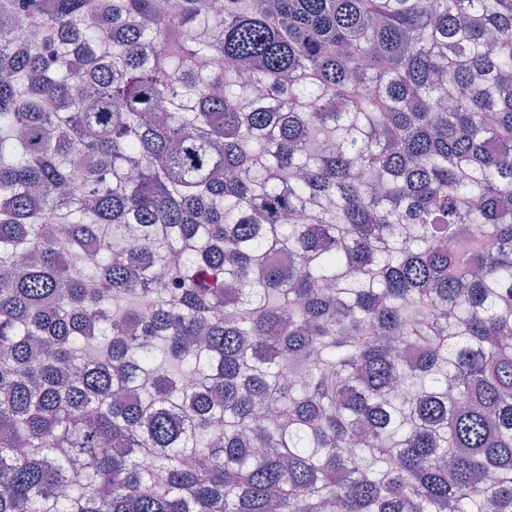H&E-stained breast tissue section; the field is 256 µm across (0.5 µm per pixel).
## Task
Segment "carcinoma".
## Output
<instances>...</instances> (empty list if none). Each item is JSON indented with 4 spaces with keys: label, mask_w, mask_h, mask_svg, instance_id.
I'll return each instance as SVG.
<instances>
[{
    "label": "carcinoma",
    "mask_w": 512,
    "mask_h": 512,
    "mask_svg": "<svg viewBox=\"0 0 512 512\" xmlns=\"http://www.w3.org/2000/svg\"><path fill=\"white\" fill-rule=\"evenodd\" d=\"M511 146L512 0H0V512H512Z\"/></svg>",
    "instance_id": "cac0c4a2"
}]
</instances>
